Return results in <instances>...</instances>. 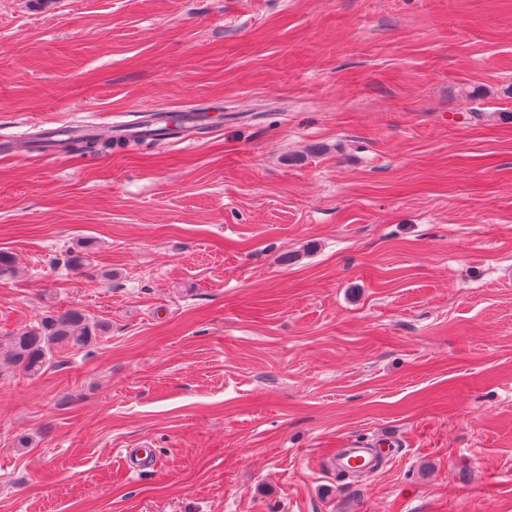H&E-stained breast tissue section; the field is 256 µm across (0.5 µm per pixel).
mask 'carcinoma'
<instances>
[{
    "mask_svg": "<svg viewBox=\"0 0 512 512\" xmlns=\"http://www.w3.org/2000/svg\"><path fill=\"white\" fill-rule=\"evenodd\" d=\"M123 140L104 135L76 137L64 143L68 153L109 155ZM109 330L103 321L93 320L80 309L46 310L36 324L0 338V366L28 377H36L51 365L53 356L67 348H84Z\"/></svg>",
    "mask_w": 512,
    "mask_h": 512,
    "instance_id": "cac0c4a2",
    "label": "carcinoma"
}]
</instances>
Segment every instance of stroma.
Returning <instances> with one entry per match:
<instances>
[{
	"mask_svg": "<svg viewBox=\"0 0 512 512\" xmlns=\"http://www.w3.org/2000/svg\"><path fill=\"white\" fill-rule=\"evenodd\" d=\"M215 106L0 153V337L110 326L0 373V512H512V0H0V132ZM144 120L146 119L142 118L117 124L115 126L117 129L114 131L112 124H110L101 129V133L110 134L113 137V132H115V138L135 139L138 138L140 133L145 131L142 125ZM112 137H106L102 134L92 137H76L64 143V150L68 153L84 156L109 155L112 154V151H115L116 147L124 146L123 140L113 139ZM109 330L80 309L46 310L36 324L0 338V366L36 377L51 365L61 349L84 348ZM337 465L341 470L348 466H360L365 472H373L377 469V462L369 448L360 445H347L337 452Z\"/></svg>",
	"mask_w": 512,
	"mask_h": 512,
	"instance_id": "1",
	"label": "stroma"
}]
</instances>
